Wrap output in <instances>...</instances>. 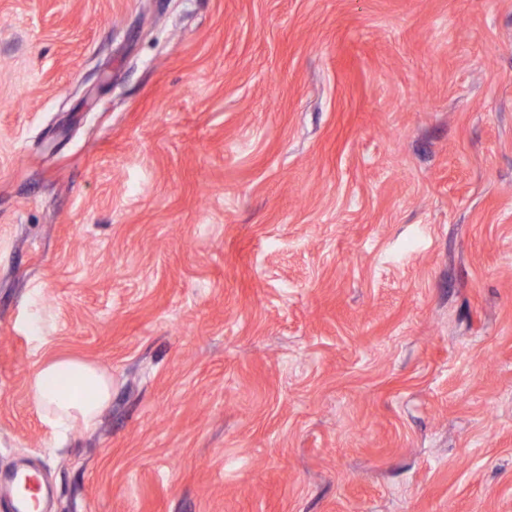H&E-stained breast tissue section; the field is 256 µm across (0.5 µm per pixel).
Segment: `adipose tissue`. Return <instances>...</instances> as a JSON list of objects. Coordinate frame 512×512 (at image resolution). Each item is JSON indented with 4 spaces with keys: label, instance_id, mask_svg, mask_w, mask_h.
<instances>
[{
    "label": "adipose tissue",
    "instance_id": "adipose-tissue-1",
    "mask_svg": "<svg viewBox=\"0 0 512 512\" xmlns=\"http://www.w3.org/2000/svg\"><path fill=\"white\" fill-rule=\"evenodd\" d=\"M29 388L45 421L61 432L94 427L112 396V381L99 367L55 359L31 373Z\"/></svg>",
    "mask_w": 512,
    "mask_h": 512
}]
</instances>
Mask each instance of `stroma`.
<instances>
[{"mask_svg":"<svg viewBox=\"0 0 512 512\" xmlns=\"http://www.w3.org/2000/svg\"><path fill=\"white\" fill-rule=\"evenodd\" d=\"M30 466L44 512H512V0H0ZM29 388L45 421L61 432L90 429L112 396V380L99 367L76 359H55L29 376ZM73 386L85 393L75 397Z\"/></svg>","mask_w":512,"mask_h":512,"instance_id":"1","label":"stroma"}]
</instances>
